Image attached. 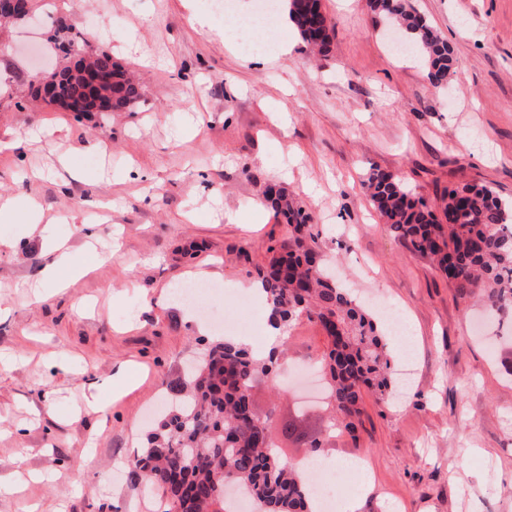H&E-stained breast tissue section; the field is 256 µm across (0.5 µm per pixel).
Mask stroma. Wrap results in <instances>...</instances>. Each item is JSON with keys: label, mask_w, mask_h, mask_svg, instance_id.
I'll list each match as a JSON object with an SVG mask.
<instances>
[{"label": "stroma", "mask_w": 512, "mask_h": 512, "mask_svg": "<svg viewBox=\"0 0 512 512\" xmlns=\"http://www.w3.org/2000/svg\"><path fill=\"white\" fill-rule=\"evenodd\" d=\"M234 2L226 19L205 0H33L35 22L0 24V142L30 143L0 152V195L35 193L42 229L92 267L35 297L27 284L48 261L42 242L24 212L0 222V422L11 428L0 482L36 477L0 496V512H149L128 460L199 338L223 339L217 321L236 317L224 288L248 291L269 241L286 237L263 202L274 181L312 213L348 291L395 304L414 339L405 390L386 405L365 395L357 434L338 433L324 451L370 474L364 484L342 473L339 501L356 500L355 512H512V372L494 352L512 335L412 254L360 187L376 166L436 213L466 183L512 200V0H411L454 50L444 89L392 50L368 0H322L326 55L287 29L286 54L264 63L236 35L255 0ZM67 26L135 74L133 111L78 114L36 98L37 72L67 59L32 55L22 38ZM191 280L214 285L200 297L207 314L168 296ZM286 340L294 366L324 347L305 318ZM121 368L131 386L117 397L109 381ZM256 393L276 408L281 456L306 458L324 410L300 408L284 374ZM92 400L104 412L83 413Z\"/></svg>", "instance_id": "1"}]
</instances>
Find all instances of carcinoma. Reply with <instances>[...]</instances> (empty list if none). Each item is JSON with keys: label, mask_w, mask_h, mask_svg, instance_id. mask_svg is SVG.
I'll use <instances>...</instances> for the list:
<instances>
[{"label": "carcinoma", "mask_w": 512, "mask_h": 512, "mask_svg": "<svg viewBox=\"0 0 512 512\" xmlns=\"http://www.w3.org/2000/svg\"><path fill=\"white\" fill-rule=\"evenodd\" d=\"M297 35L319 53L328 52L333 25L322 0H285ZM371 10L402 35L422 57L430 80L450 76L455 59L448 42L418 13L411 0H369ZM90 71H112V105L103 112L133 108L139 86L112 54L93 52ZM63 98L86 96L68 69L51 71ZM362 188L384 223L410 251L430 256L462 297L477 296L492 312H512V202L487 186L448 190L443 218L414 197L397 175L370 169ZM263 199L288 226V237L269 247L268 265L253 277L269 310L271 326L287 327L305 316L326 331L321 364L329 388L328 424L352 433L366 393L387 400L394 369L386 336L339 283L325 274L326 258L316 249L319 233L312 216L276 183ZM286 351L259 359L230 342L207 343L191 380L169 384L178 400L170 418L150 432L130 460L145 482L155 512H227L224 480L231 479L259 512H314L306 487L273 443L261 436L263 421L252 407L250 390L264 380L277 385Z\"/></svg>", "instance_id": "obj_1"}]
</instances>
